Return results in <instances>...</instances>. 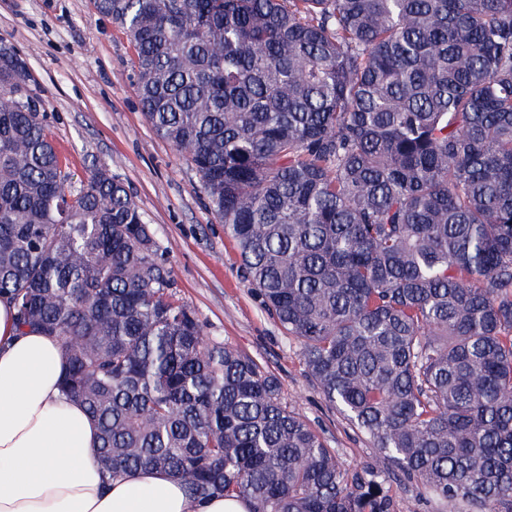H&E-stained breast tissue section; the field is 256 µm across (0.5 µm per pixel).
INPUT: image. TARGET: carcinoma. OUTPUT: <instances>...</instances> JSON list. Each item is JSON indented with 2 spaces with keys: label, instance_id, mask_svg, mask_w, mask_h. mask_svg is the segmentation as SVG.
<instances>
[{
  "label": "carcinoma",
  "instance_id": "obj_1",
  "mask_svg": "<svg viewBox=\"0 0 512 512\" xmlns=\"http://www.w3.org/2000/svg\"><path fill=\"white\" fill-rule=\"evenodd\" d=\"M267 310L379 461L512 512V0H94ZM0 60V300L62 344L108 477L251 512H395L206 336L124 183L67 188Z\"/></svg>",
  "mask_w": 512,
  "mask_h": 512
}]
</instances>
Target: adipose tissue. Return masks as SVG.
Wrapping results in <instances>:
<instances>
[{"label":"adipose tissue","mask_w":512,"mask_h":512,"mask_svg":"<svg viewBox=\"0 0 512 512\" xmlns=\"http://www.w3.org/2000/svg\"><path fill=\"white\" fill-rule=\"evenodd\" d=\"M62 369L59 341L19 333L0 302V512H250L241 498L196 499L150 468L104 484L97 426L62 397Z\"/></svg>","instance_id":"obj_1"}]
</instances>
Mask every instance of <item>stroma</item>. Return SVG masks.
I'll use <instances>...</instances> for the list:
<instances>
[{
  "mask_svg": "<svg viewBox=\"0 0 512 512\" xmlns=\"http://www.w3.org/2000/svg\"><path fill=\"white\" fill-rule=\"evenodd\" d=\"M32 72L40 116L68 184L79 187L103 165L130 189L165 250L178 294L206 335L252 358L349 469L375 465L369 439L323 398L297 339L264 308L242 272L239 251L211 210L197 172L145 120L126 35L93 0H0V45ZM379 479L396 512H461L397 469Z\"/></svg>",
  "mask_w": 512,
  "mask_h": 512,
  "instance_id": "stroma-1",
  "label": "stroma"
}]
</instances>
